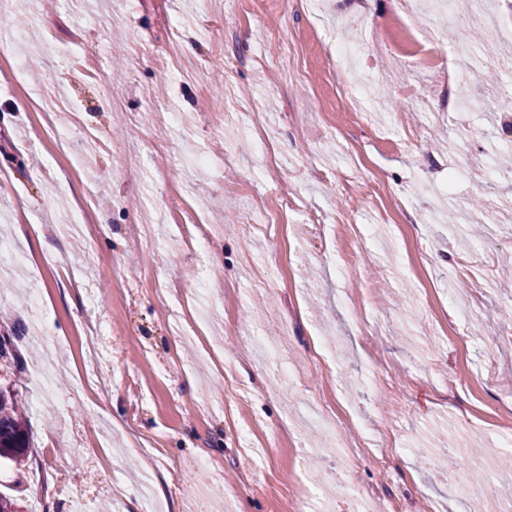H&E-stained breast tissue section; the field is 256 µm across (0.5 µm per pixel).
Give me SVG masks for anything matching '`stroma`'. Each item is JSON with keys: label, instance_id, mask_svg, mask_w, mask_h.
<instances>
[{"label": "stroma", "instance_id": "35a3bbf8", "mask_svg": "<svg viewBox=\"0 0 512 512\" xmlns=\"http://www.w3.org/2000/svg\"><path fill=\"white\" fill-rule=\"evenodd\" d=\"M0 0V335L33 465L0 467V491L25 512H130L142 493L165 512H290L305 472L310 512H344L352 488L379 512H480L449 472L479 463L418 456L435 432L494 450L512 394V70L453 55L471 21L404 0ZM370 36L346 64L336 50ZM180 44L183 78L159 74L155 49ZM371 86L377 109L340 108V75ZM469 111L441 105L449 74ZM107 79L120 109L98 93ZM198 154L205 169L184 167ZM488 159L477 185L466 163ZM376 180L375 197L362 192ZM184 185L212 234L184 249L166 223L167 181ZM293 197L288 237L265 231L253 195ZM155 223L145 240L138 222ZM480 226L462 241L449 215ZM281 265L276 288L262 283ZM40 294L49 329L22 332ZM470 321L439 324L449 302ZM289 320L288 374L274 385L257 340ZM98 337L96 391L76 389L81 346ZM55 354V385L37 367ZM350 415L336 433L387 458L313 456L326 433L309 406ZM96 432L104 461L84 447ZM219 460L205 475L199 457ZM336 494L320 500L322 477Z\"/></svg>", "mask_w": 512, "mask_h": 512}]
</instances>
